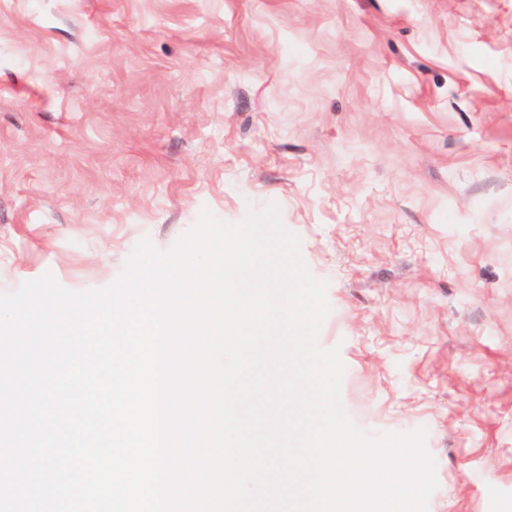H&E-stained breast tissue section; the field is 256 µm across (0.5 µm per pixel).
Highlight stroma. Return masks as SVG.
<instances>
[{
  "instance_id": "stroma-1",
  "label": "stroma",
  "mask_w": 512,
  "mask_h": 512,
  "mask_svg": "<svg viewBox=\"0 0 512 512\" xmlns=\"http://www.w3.org/2000/svg\"><path fill=\"white\" fill-rule=\"evenodd\" d=\"M280 208L427 512H512V0H0V293Z\"/></svg>"
}]
</instances>
